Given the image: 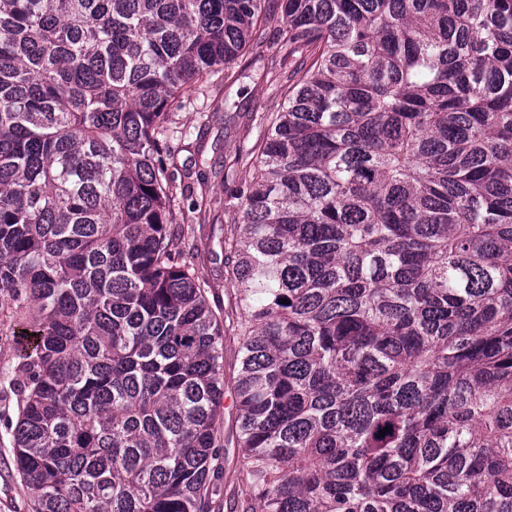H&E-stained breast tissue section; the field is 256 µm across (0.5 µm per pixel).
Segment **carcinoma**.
Segmentation results:
<instances>
[{"mask_svg":"<svg viewBox=\"0 0 512 512\" xmlns=\"http://www.w3.org/2000/svg\"><path fill=\"white\" fill-rule=\"evenodd\" d=\"M268 2L0 0L33 512L221 498L224 313L171 205L170 110ZM277 10L307 70L229 196L238 479L260 512H512V0Z\"/></svg>","mask_w":512,"mask_h":512,"instance_id":"obj_1","label":"carcinoma"}]
</instances>
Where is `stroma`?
Listing matches in <instances>:
<instances>
[{
  "label": "stroma",
  "mask_w": 512,
  "mask_h": 512,
  "mask_svg": "<svg viewBox=\"0 0 512 512\" xmlns=\"http://www.w3.org/2000/svg\"><path fill=\"white\" fill-rule=\"evenodd\" d=\"M277 26L276 16H269L264 39L251 44L233 65L232 79L218 72L189 85L171 116L177 134L170 145L179 170H193L199 157L207 162L209 201H202L200 193L180 189L174 205L191 227L197 245L194 262L210 284L209 303L224 312V395L228 398L235 394L239 370V296L219 242L224 231L237 226L239 214L224 208L222 201L230 189L251 180L253 170L240 157L257 152L283 101L281 85L304 75L298 60L289 58ZM17 416L15 397L0 387V512H32L7 428Z\"/></svg>",
  "instance_id": "1"
}]
</instances>
